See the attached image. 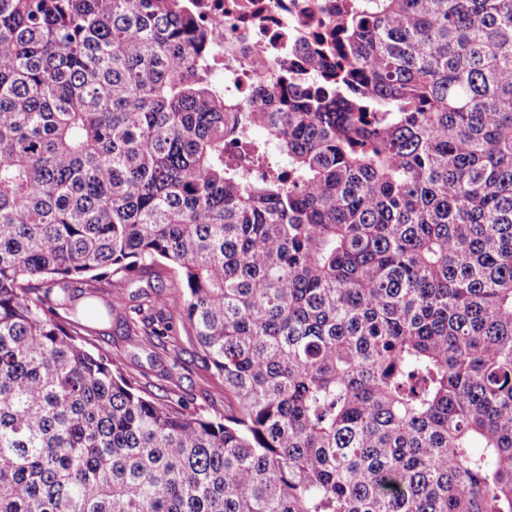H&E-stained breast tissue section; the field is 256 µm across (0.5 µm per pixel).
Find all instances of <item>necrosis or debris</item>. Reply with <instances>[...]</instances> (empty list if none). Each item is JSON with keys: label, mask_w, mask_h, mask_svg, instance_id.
Instances as JSON below:
<instances>
[{"label": "necrosis or debris", "mask_w": 512, "mask_h": 512, "mask_svg": "<svg viewBox=\"0 0 512 512\" xmlns=\"http://www.w3.org/2000/svg\"><path fill=\"white\" fill-rule=\"evenodd\" d=\"M345 0H191L211 40L216 69L237 73L251 96L261 77L257 59L281 71L311 76L322 23L335 19Z\"/></svg>", "instance_id": "1"}]
</instances>
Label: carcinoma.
Listing matches in <instances>:
<instances>
[{
    "mask_svg": "<svg viewBox=\"0 0 512 512\" xmlns=\"http://www.w3.org/2000/svg\"><path fill=\"white\" fill-rule=\"evenodd\" d=\"M327 31L244 101L187 0H0V512H512V0ZM98 288L224 412L88 349Z\"/></svg>",
    "mask_w": 512,
    "mask_h": 512,
    "instance_id": "obj_1",
    "label": "carcinoma"
}]
</instances>
